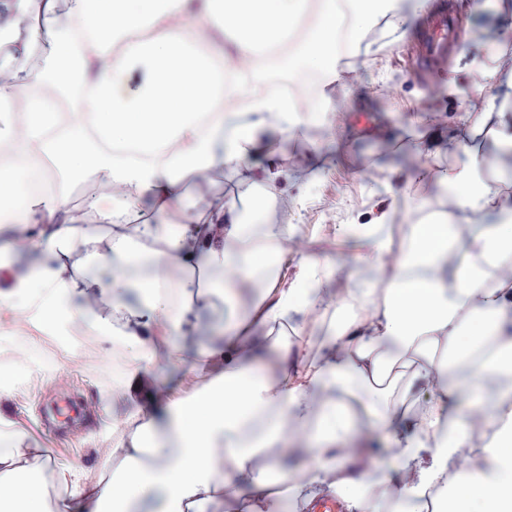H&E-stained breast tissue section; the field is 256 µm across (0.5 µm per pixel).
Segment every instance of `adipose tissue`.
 <instances>
[{
	"mask_svg": "<svg viewBox=\"0 0 512 512\" xmlns=\"http://www.w3.org/2000/svg\"><path fill=\"white\" fill-rule=\"evenodd\" d=\"M306 0H66L74 25L63 30L57 0H0V28L13 35L0 53V144L16 161L0 165V256L11 274L0 284L9 322L71 323L176 361L170 338L195 326L192 292L203 275L223 273L233 296L238 280L284 263L288 225L249 231L243 213L261 187L249 164L270 133L295 138L308 121L310 95L260 85L258 59L287 41ZM338 0H321L320 22L290 62L291 71L336 60ZM45 50L41 68L21 61ZM148 75L132 83L137 67ZM67 98L71 110L56 111ZM107 110H98L99 101ZM66 123L68 132L51 136ZM467 164L418 178L453 186L452 207L475 231L428 218L405 227L400 242L373 225L347 224L363 243L351 272L305 254V277L288 287L264 279L262 297L225 321L223 334L193 362L205 384L171 399L145 387L137 371L119 382L121 396L140 394L147 408L114 419L119 437L109 455L114 477L81 480L77 469L45 457L24 433H9L0 415V512H303L323 498L347 512H381L386 492L356 464L384 442L407 481L399 499L411 512H469L465 502L429 501L461 477V462L483 459L468 486L480 512H512V199L501 196L485 161L466 138L448 147ZM79 163L103 188L74 204L69 193L49 205L25 190L28 171ZM218 167L234 172L237 191L211 192L197 211L187 177ZM150 198L153 211L140 203ZM496 222L485 223L488 214ZM123 257L150 271L147 310L112 294L108 279L81 273L85 263L111 270ZM184 292L172 309L164 292ZM102 300L84 318L74 300ZM292 325V334L282 326ZM277 359L266 368L260 348ZM462 369V383L445 375ZM466 407H458L460 391ZM310 462L270 474L290 448ZM51 471L55 502L32 475Z\"/></svg>",
	"mask_w": 512,
	"mask_h": 512,
	"instance_id": "ef3b65f1",
	"label": "adipose tissue"
}]
</instances>
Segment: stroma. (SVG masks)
<instances>
[{"label": "stroma", "mask_w": 512, "mask_h": 512, "mask_svg": "<svg viewBox=\"0 0 512 512\" xmlns=\"http://www.w3.org/2000/svg\"><path fill=\"white\" fill-rule=\"evenodd\" d=\"M455 2L462 50L443 72L417 70L415 62L418 40L445 0H397L393 11L366 20L345 14L342 26L355 33L354 44L338 50L335 77L315 65L305 70L320 117L302 128L300 140L272 133L255 159V173L262 180L267 171H278L267 188L275 207L254 210L248 223L269 218L292 225L297 237L309 241L311 252L343 262L359 245L341 237L337 225L372 223L408 197L424 200L426 206L398 214L397 223L414 224L432 215L462 223V216L448 208L447 187L421 182L417 172L447 162L448 143L466 124L472 88L482 89L487 100L512 114V66L501 62L512 46L499 39L502 27H512V14L499 12L494 0ZM418 112L427 113L428 122L411 125ZM236 311L221 291L211 290L196 328H182L172 338L185 363L151 361L140 349L125 347L117 370L104 364L113 342L93 338V363L76 365L67 363L46 326L0 325L1 332L40 353L14 367L10 352L0 351L4 375L17 387L16 398L1 404L0 413L50 458L76 464L91 479H111L113 419L137 402L116 398L105 413L99 407L100 391L135 369L149 386L190 395L203 383L191 362L200 358L214 328Z\"/></svg>", "instance_id": "obj_1"}]
</instances>
